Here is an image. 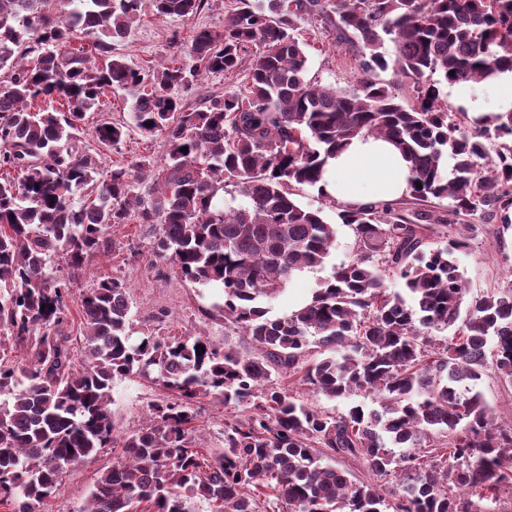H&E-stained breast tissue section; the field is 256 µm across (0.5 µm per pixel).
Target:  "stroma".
<instances>
[{
    "mask_svg": "<svg viewBox=\"0 0 512 512\" xmlns=\"http://www.w3.org/2000/svg\"><path fill=\"white\" fill-rule=\"evenodd\" d=\"M234 3L235 0H209L208 8L190 20L159 19L145 14L133 25L128 38L116 44L115 51L143 72H151L171 61L174 42L188 41L198 28L222 24ZM295 35L308 56V76L312 81L339 88L355 83L358 73L350 53L345 45L337 43L333 31L303 22ZM247 82L243 72L226 77L211 75L182 91L181 97L186 107L195 108L224 93L244 91ZM128 120L125 92H108L100 108L88 113L79 149L99 154L106 170L118 166L133 168L146 159L162 162L164 134L145 138L137 129L129 127ZM106 121L128 126L124 139L111 147L101 145L93 133L97 124ZM296 198L304 206L322 209L325 221L336 227V241L323 267L299 273L283 292L263 300L262 305L272 319L291 313L309 301L315 289L330 277L334 265L349 261L356 250L354 233L349 226L339 223L336 205L320 197L311 187L299 188ZM500 226V220L477 218L468 231L469 247L459 253L458 263L471 291L486 292L512 286V232H501ZM108 239L107 247L90 256L85 269L73 278L69 302L71 320H80L81 298L91 288L93 280L115 278L128 288L132 335L206 336L217 345L253 355L249 336L224 320L223 290L193 283L182 277L171 262L156 258L153 225L119 224L112 227ZM162 396V389L147 380L119 383L113 391L111 406L115 439L123 440L149 424L148 406ZM227 415L220 399L201 400L195 436L197 447L223 448ZM114 456L112 449L105 448L93 462L70 466L63 475L60 493L47 500L41 512H84L97 471L111 466Z\"/></svg>",
    "mask_w": 512,
    "mask_h": 512,
    "instance_id": "stroma-1",
    "label": "stroma"
}]
</instances>
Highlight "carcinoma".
Returning a JSON list of instances; mask_svg holds the SVG:
<instances>
[{
    "instance_id": "carcinoma-1",
    "label": "carcinoma",
    "mask_w": 512,
    "mask_h": 512,
    "mask_svg": "<svg viewBox=\"0 0 512 512\" xmlns=\"http://www.w3.org/2000/svg\"><path fill=\"white\" fill-rule=\"evenodd\" d=\"M147 3L158 17L189 20L209 0H0V506L37 512L69 466L113 444L112 391L135 377L168 396L99 472L87 512H198L201 502L207 512H258L262 501L275 512H505L512 424L495 422L475 383L492 375L512 386V287L468 293L456 258L467 236L452 231L443 247L433 236L476 214L512 229V109L469 130L442 93L512 72V0H236L224 24L199 29L145 74L113 49ZM299 21L347 46L360 73L352 88L308 78ZM389 69L409 101L377 78ZM241 70L242 93L194 109L178 94ZM118 89L130 93L140 133L165 134L153 198L134 194L127 168L105 174L73 144L86 113ZM126 130L105 122L94 134L112 146ZM366 135L393 139L411 163L412 192L340 207L354 257L306 305L266 317L258 300L323 266L336 239L295 187H316L328 159ZM230 184L247 206L217 203ZM443 199L447 213L429 208ZM130 220L156 225L157 256L184 278L222 285L224 320L257 354L202 336L135 342L127 288L104 278L81 299L74 370L69 274ZM388 276L401 288L389 289ZM6 338L27 343L23 366ZM273 370L316 397L363 392L380 408L333 415L270 381ZM209 396L252 414L225 419L224 449L205 452L194 445L195 405ZM339 456L395 478V489L353 479Z\"/></svg>"
}]
</instances>
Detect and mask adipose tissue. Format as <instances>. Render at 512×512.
Wrapping results in <instances>:
<instances>
[{"mask_svg": "<svg viewBox=\"0 0 512 512\" xmlns=\"http://www.w3.org/2000/svg\"><path fill=\"white\" fill-rule=\"evenodd\" d=\"M410 164L386 138L359 137L329 159L320 186L342 205L397 200L411 191Z\"/></svg>", "mask_w": 512, "mask_h": 512, "instance_id": "1", "label": "adipose tissue"}]
</instances>
